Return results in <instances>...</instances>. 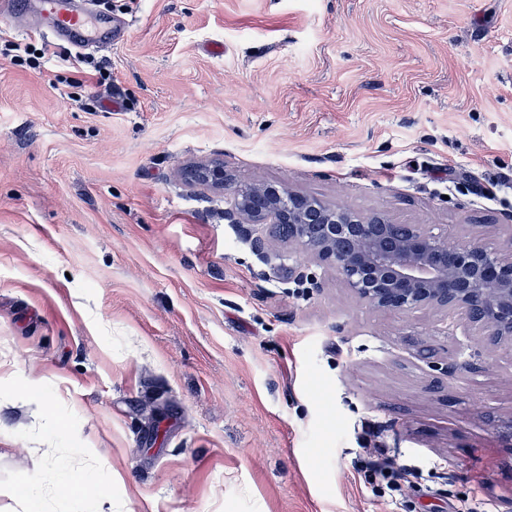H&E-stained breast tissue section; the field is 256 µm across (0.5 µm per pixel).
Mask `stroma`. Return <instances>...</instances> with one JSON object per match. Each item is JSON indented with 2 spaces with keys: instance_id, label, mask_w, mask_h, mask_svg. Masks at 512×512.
<instances>
[{
  "instance_id": "obj_1",
  "label": "stroma",
  "mask_w": 512,
  "mask_h": 512,
  "mask_svg": "<svg viewBox=\"0 0 512 512\" xmlns=\"http://www.w3.org/2000/svg\"><path fill=\"white\" fill-rule=\"evenodd\" d=\"M95 2L112 43L0 60V512L62 421L112 512H390L376 448L401 512H512V353L275 273L176 175L512 247V0ZM377 455H374L376 459H373L369 462V468L375 475V480L377 477L382 478L386 481V488L389 491V496L391 500L388 502L391 505H394L396 508H399L398 505H401L400 499H397V496L402 497V486L398 479H400V475L397 471L394 470L393 461L386 456V452L382 448H376Z\"/></svg>"
}]
</instances>
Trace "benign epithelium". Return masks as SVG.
Instances as JSON below:
<instances>
[{
	"label": "benign epithelium",
	"instance_id": "benign-epithelium-1",
	"mask_svg": "<svg viewBox=\"0 0 512 512\" xmlns=\"http://www.w3.org/2000/svg\"><path fill=\"white\" fill-rule=\"evenodd\" d=\"M180 178L215 190H225L232 206L224 220L267 264L288 277L322 287L323 279L299 266L282 263L285 252L267 244L259 229L290 224L284 246L309 254L324 272H333L362 304L377 310H431L470 339L482 336L496 348L512 351V247L490 249L448 239V231L434 232L430 224H409L407 235L388 238L396 224L382 214H362L342 206L319 205L318 238L304 231L305 205L310 198L271 182L234 185L218 161L179 170Z\"/></svg>",
	"mask_w": 512,
	"mask_h": 512
}]
</instances>
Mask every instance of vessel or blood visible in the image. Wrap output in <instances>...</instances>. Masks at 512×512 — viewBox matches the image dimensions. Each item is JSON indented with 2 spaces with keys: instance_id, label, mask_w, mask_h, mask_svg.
<instances>
[{
  "instance_id": "1",
  "label": "vessel or blood",
  "mask_w": 512,
  "mask_h": 512,
  "mask_svg": "<svg viewBox=\"0 0 512 512\" xmlns=\"http://www.w3.org/2000/svg\"><path fill=\"white\" fill-rule=\"evenodd\" d=\"M40 5L52 15L56 32L66 34L76 47L112 38L110 22L91 16L80 0H40Z\"/></svg>"
}]
</instances>
